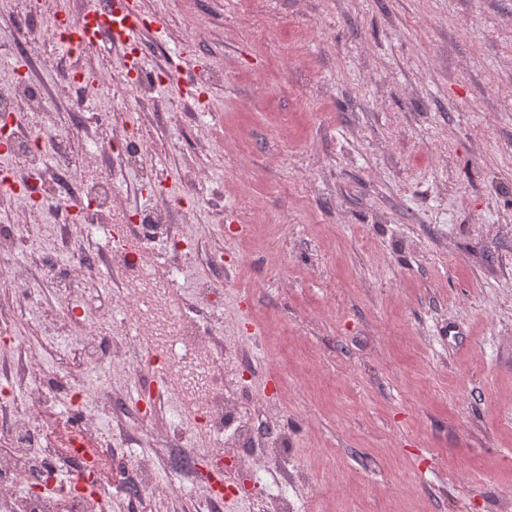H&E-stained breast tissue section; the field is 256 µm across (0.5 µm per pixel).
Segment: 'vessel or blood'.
<instances>
[{"mask_svg": "<svg viewBox=\"0 0 512 512\" xmlns=\"http://www.w3.org/2000/svg\"><path fill=\"white\" fill-rule=\"evenodd\" d=\"M48 18L63 29V53L97 52L117 45L120 67L137 76L150 70L142 33L149 29L160 37L165 32L163 17L145 16L137 0H93L81 12L73 10L70 0H53Z\"/></svg>", "mask_w": 512, "mask_h": 512, "instance_id": "b4317fda", "label": "vessel or blood"}]
</instances>
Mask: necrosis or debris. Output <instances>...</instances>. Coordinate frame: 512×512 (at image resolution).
<instances>
[{"label":"necrosis or debris","mask_w":512,"mask_h":512,"mask_svg":"<svg viewBox=\"0 0 512 512\" xmlns=\"http://www.w3.org/2000/svg\"><path fill=\"white\" fill-rule=\"evenodd\" d=\"M18 99L26 103L32 123L26 131L14 132L11 152L16 161L38 176L42 173L40 140L62 137L64 131L48 129L43 116L52 99L30 70L18 73L12 93L0 97V126L11 124ZM111 122V114L77 108L71 128L92 147L99 160L96 169L77 180L69 163H61L52 177L53 192L27 198L32 209L53 214V226L60 237H67L76 227L86 237L96 238L109 225L122 221L123 214L115 207L117 186L112 176V158L118 155L126 164H140L147 144L130 138L100 142L99 130ZM27 247L23 225L0 226V283L24 287L26 295L34 299L54 281L55 273L45 267L35 276L28 268L18 266ZM62 265L65 270L85 276L105 268H123L128 275L125 292L131 295L132 304L117 306L114 319L107 325L83 323L84 361L78 376L67 378L51 370L34 374L40 355L31 349L17 350L14 356L0 360V378L29 385L21 400L8 393L0 394V502L5 504L6 512H104L108 497L105 486L81 482L58 486L56 465L64 460L74 470L90 475L103 473L123 446L122 436L102 435L94 421L84 420L79 428L58 433L48 452H38L34 449L36 431L30 415L52 407L62 393L82 390L88 376L96 379L91 397L102 398L109 388L104 370L111 354L130 338L140 349L139 358L132 365L137 395L115 404L116 413L133 416L143 431L152 429L160 399L147 372L159 361L169 376L170 391L199 420L193 428L194 435L212 443L216 458L223 459L229 448L260 447L268 462L278 463L285 452V434L272 428L256 429L241 399L225 387L224 353L204 336L198 320L177 303L175 273L158 276L147 252L136 254L121 247L68 256Z\"/></svg>","instance_id":"4bbe7bcc"}]
</instances>
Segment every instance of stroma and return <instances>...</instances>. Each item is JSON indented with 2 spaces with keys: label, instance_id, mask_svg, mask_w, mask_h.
Instances as JSON below:
<instances>
[{
  "label": "stroma",
  "instance_id": "1",
  "mask_svg": "<svg viewBox=\"0 0 512 512\" xmlns=\"http://www.w3.org/2000/svg\"><path fill=\"white\" fill-rule=\"evenodd\" d=\"M163 15L142 35L151 67L220 71L185 103L159 82L126 95L112 47L83 55L91 104L142 165H112L125 211L170 209L195 186L175 236L152 254L174 267L185 301L223 281L210 332L232 360L226 386L256 396V420L288 435L290 469L260 472L253 497L296 512H512V0H140ZM49 124L70 125L58 83ZM223 253V266L211 257ZM76 279L71 299L38 303L0 287V312L61 371L78 343L50 346L69 300L108 315L113 283ZM177 401L152 437L135 418L90 404L103 432L155 458L163 512H195L204 480L175 488L156 456Z\"/></svg>",
  "mask_w": 512,
  "mask_h": 512
}]
</instances>
